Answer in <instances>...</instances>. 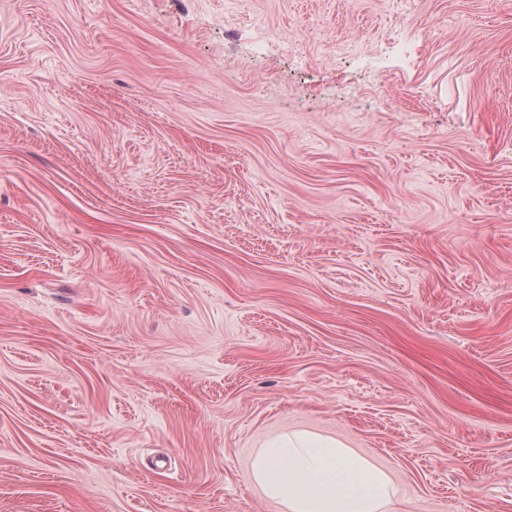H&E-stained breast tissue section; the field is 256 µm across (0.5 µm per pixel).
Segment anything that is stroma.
I'll list each match as a JSON object with an SVG mask.
<instances>
[{
  "mask_svg": "<svg viewBox=\"0 0 512 512\" xmlns=\"http://www.w3.org/2000/svg\"><path fill=\"white\" fill-rule=\"evenodd\" d=\"M296 430L512 512V0H0V512H282Z\"/></svg>",
  "mask_w": 512,
  "mask_h": 512,
  "instance_id": "1",
  "label": "stroma"
}]
</instances>
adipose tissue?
I'll use <instances>...</instances> for the list:
<instances>
[{"mask_svg": "<svg viewBox=\"0 0 512 512\" xmlns=\"http://www.w3.org/2000/svg\"><path fill=\"white\" fill-rule=\"evenodd\" d=\"M251 479L285 512H390L389 473L336 438L295 431L254 451Z\"/></svg>", "mask_w": 512, "mask_h": 512, "instance_id": "adipose-tissue-1", "label": "adipose tissue"}]
</instances>
